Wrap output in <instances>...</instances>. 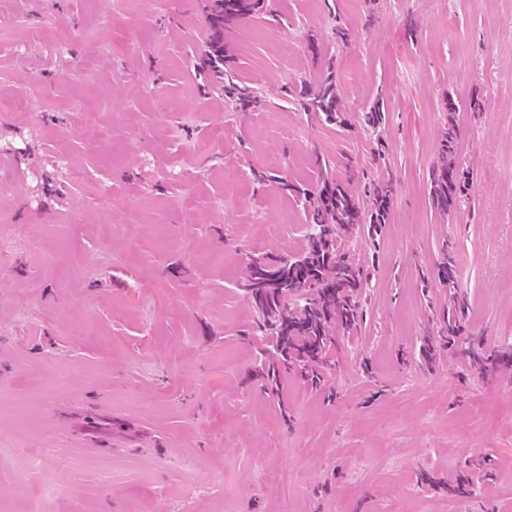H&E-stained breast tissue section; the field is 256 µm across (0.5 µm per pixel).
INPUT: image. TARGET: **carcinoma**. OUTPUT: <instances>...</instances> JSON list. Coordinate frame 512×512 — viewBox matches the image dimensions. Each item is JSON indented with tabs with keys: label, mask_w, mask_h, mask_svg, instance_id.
<instances>
[{
	"label": "carcinoma",
	"mask_w": 512,
	"mask_h": 512,
	"mask_svg": "<svg viewBox=\"0 0 512 512\" xmlns=\"http://www.w3.org/2000/svg\"><path fill=\"white\" fill-rule=\"evenodd\" d=\"M256 2L222 0L220 10L209 18L210 68L224 63V35L252 16ZM303 95L305 110L332 123L340 118L342 104L332 85L325 83L318 91ZM457 112L459 105L448 101V132L440 143L431 178L432 204L447 214L464 201L469 179L453 158ZM391 195V186L377 185L363 198L324 168L319 182L307 191L309 223L315 230L305 234V248L295 254L265 253L248 259L245 292L254 318L244 335L268 336L274 346L267 371L258 374L265 380L264 389L278 393L283 373L314 384L331 369L336 332H348L363 320L361 291L369 279L364 266L351 259L350 232L365 222L372 229L386 223ZM437 278L444 287H457L454 263L448 259L440 263ZM465 317L464 306L448 308L443 317L448 335L459 334ZM463 354L481 374L490 365L512 359V350L488 358L469 346Z\"/></svg>",
	"instance_id": "cac0c4a2"
}]
</instances>
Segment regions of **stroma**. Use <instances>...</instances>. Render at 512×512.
<instances>
[{
  "label": "stroma",
  "mask_w": 512,
  "mask_h": 512,
  "mask_svg": "<svg viewBox=\"0 0 512 512\" xmlns=\"http://www.w3.org/2000/svg\"><path fill=\"white\" fill-rule=\"evenodd\" d=\"M216 4L0 0V512H512V366L423 354L446 254L467 340L512 344V0H261L222 77L201 67ZM326 80L336 123L299 96ZM451 126L470 181L444 214ZM326 163L392 205L352 253L363 321L320 389L285 379V419L245 379L267 351L241 284L301 247L289 188ZM482 458L480 496L449 495ZM454 128L448 127L446 136L440 143V156L432 168L431 201L442 213H450L460 207L467 196L469 175L459 167L453 158Z\"/></svg>",
  "instance_id": "obj_1"
}]
</instances>
